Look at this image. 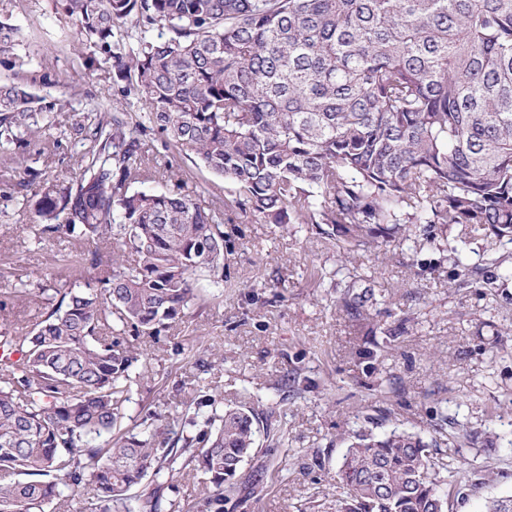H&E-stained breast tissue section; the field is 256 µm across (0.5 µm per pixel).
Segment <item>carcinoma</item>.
Instances as JSON below:
<instances>
[{"label":"carcinoma","mask_w":512,"mask_h":512,"mask_svg":"<svg viewBox=\"0 0 512 512\" xmlns=\"http://www.w3.org/2000/svg\"><path fill=\"white\" fill-rule=\"evenodd\" d=\"M88 67L118 98L93 117L78 176L23 201L37 243L93 244V281L56 288L32 328L0 332V512H164L175 473L206 476L202 512H224L254 455L258 415L198 396L193 435L119 430L140 353L112 336L182 320L199 277L224 281V222L181 180L157 177L152 135L224 178L255 222L315 225L343 250L477 224L512 243V0H59ZM21 31L0 19V56ZM141 111L135 112V105ZM58 103L0 83V151L43 141ZM453 255L457 287L481 282ZM368 291L346 309L368 320ZM416 433L351 435L336 512H446L448 481ZM139 492L131 495V490Z\"/></svg>","instance_id":"carcinoma-1"}]
</instances>
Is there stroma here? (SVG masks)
<instances>
[{
    "label": "stroma",
    "instance_id": "1",
    "mask_svg": "<svg viewBox=\"0 0 512 512\" xmlns=\"http://www.w3.org/2000/svg\"><path fill=\"white\" fill-rule=\"evenodd\" d=\"M0 16L21 28L15 52L31 59L21 70L0 63V82L63 105L49 151L21 161L0 152L1 330L35 324L42 302L75 283L80 252L63 237L35 243L12 185L74 177L83 150L74 126L111 110L115 90L111 73L86 67L57 0H0ZM149 149L176 157L157 137ZM176 159L198 204L221 209L229 265L222 284L201 282L182 321L157 336L122 335L146 355L122 428L184 423L203 390L284 432L281 442L259 438L224 512H329L348 434L362 427L418 433L435 462L468 470L479 487L450 495L448 512H485L512 495V278L485 265L512 256V244L472 224L420 225L400 245L346 256L310 229L255 223L225 203L223 179ZM452 244L483 269L485 287H456ZM351 274L373 293L363 322L342 307ZM20 284L34 295L25 306L10 296Z\"/></svg>",
    "mask_w": 512,
    "mask_h": 512
}]
</instances>
